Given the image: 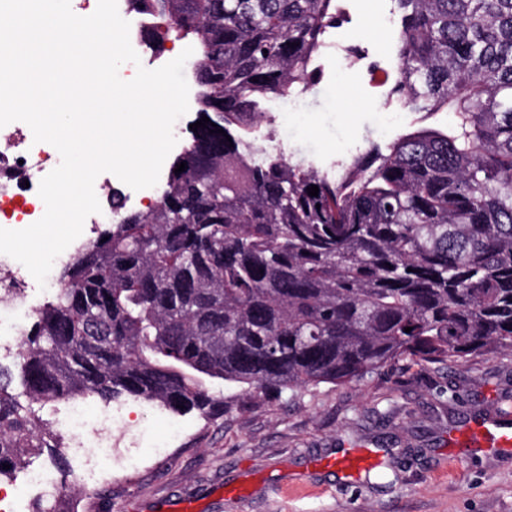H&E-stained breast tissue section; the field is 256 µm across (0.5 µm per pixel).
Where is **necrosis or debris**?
I'll list each match as a JSON object with an SVG mask.
<instances>
[{"instance_id":"necrosis-or-debris-1","label":"necrosis or debris","mask_w":512,"mask_h":512,"mask_svg":"<svg viewBox=\"0 0 512 512\" xmlns=\"http://www.w3.org/2000/svg\"><path fill=\"white\" fill-rule=\"evenodd\" d=\"M60 161L51 144L34 142L32 131L25 123L16 121L0 128V228L21 230L43 216L45 204L38 194V186ZM57 286L52 275L47 277L45 286H38L21 263L0 254V359L17 356L18 338L37 312L34 291L41 287L50 294ZM96 417L109 424L125 420L122 411L102 416L92 405L78 403L57 422L68 453L79 465L80 481L88 488L96 487L101 476L98 457L85 439ZM62 483V477L52 475L44 466L28 468L15 477L13 494L0 498V512H31L32 501L55 499Z\"/></svg>"}]
</instances>
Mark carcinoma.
Wrapping results in <instances>:
<instances>
[{"instance_id":"obj_1","label":"carcinoma","mask_w":512,"mask_h":512,"mask_svg":"<svg viewBox=\"0 0 512 512\" xmlns=\"http://www.w3.org/2000/svg\"><path fill=\"white\" fill-rule=\"evenodd\" d=\"M394 2L386 104L446 112L448 128L334 177L251 136L261 101L319 83L338 0H127L155 54L193 42L210 123L154 205H116L63 268L17 373L0 365V477L45 446L15 381L41 406L133 397L208 416L216 382L265 396L512 355V0Z\"/></svg>"}]
</instances>
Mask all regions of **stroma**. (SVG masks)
Instances as JSON below:
<instances>
[{
	"mask_svg": "<svg viewBox=\"0 0 512 512\" xmlns=\"http://www.w3.org/2000/svg\"><path fill=\"white\" fill-rule=\"evenodd\" d=\"M337 49L321 60L319 84L272 100L258 142L327 171L420 125L446 128L447 114L385 110L371 74L395 65L393 0H341ZM357 46L346 69L338 48ZM225 414L182 415L185 433L164 454L141 448L140 464L113 472L88 492L68 482L55 512H512V452L452 448L448 434L482 417L512 412V356L463 365L403 361L371 378L274 397L233 394ZM370 449L386 476L345 479L334 462L347 448Z\"/></svg>",
	"mask_w": 512,
	"mask_h": 512,
	"instance_id": "obj_1",
	"label": "stroma"
}]
</instances>
